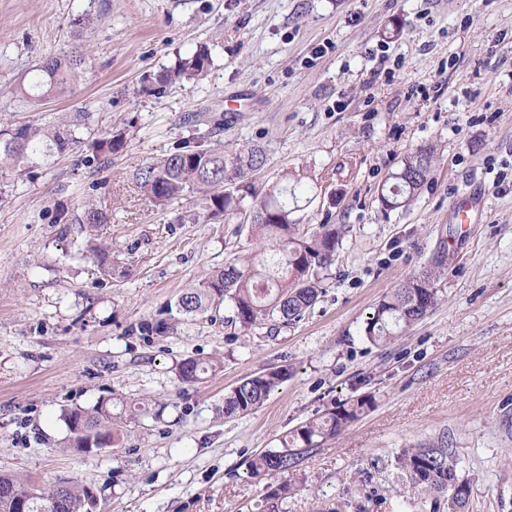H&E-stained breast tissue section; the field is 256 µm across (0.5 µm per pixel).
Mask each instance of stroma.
<instances>
[{
  "label": "stroma",
  "mask_w": 512,
  "mask_h": 512,
  "mask_svg": "<svg viewBox=\"0 0 512 512\" xmlns=\"http://www.w3.org/2000/svg\"><path fill=\"white\" fill-rule=\"evenodd\" d=\"M207 46L208 71L154 92L148 77ZM86 51L71 91L33 103L26 74ZM92 112L81 143L0 175V472L31 485L77 477L96 512H268L273 472L249 464L305 420L368 397L371 408L301 460L287 512H433L397 464L449 437L467 512H512V0H0V113L36 126ZM223 125L225 150L266 153L256 185L302 178L303 227L344 228L317 304L294 325L241 332L229 304L165 336L186 289L250 251L236 224H179L181 198L149 202L139 169ZM123 132L118 152L90 143ZM434 144L429 183L382 214L378 189L411 147ZM483 194L480 219L455 202ZM94 207L118 272L100 273L79 225ZM448 247L437 306L371 344L374 305ZM190 358L222 369L193 383ZM289 371L251 413L224 418L245 376ZM114 399L134 407L88 456L64 421Z\"/></svg>",
  "instance_id": "stroma-1"
}]
</instances>
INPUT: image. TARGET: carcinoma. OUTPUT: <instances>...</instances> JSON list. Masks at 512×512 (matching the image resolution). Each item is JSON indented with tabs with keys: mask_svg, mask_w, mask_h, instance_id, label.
I'll return each instance as SVG.
<instances>
[{
	"mask_svg": "<svg viewBox=\"0 0 512 512\" xmlns=\"http://www.w3.org/2000/svg\"><path fill=\"white\" fill-rule=\"evenodd\" d=\"M212 62L210 51L199 46L181 56L175 65L159 72L155 83L163 88L185 77L203 75ZM83 54L62 51L45 57L32 70L21 92L32 99L60 97L68 93L83 71ZM90 113L77 112L56 123L36 127L30 124L0 126V168L22 170L36 162L81 143L76 131L86 125ZM125 138L119 133L93 143L96 154L107 155L121 149ZM437 158L433 144L410 149L385 179L378 193L382 211L388 213L408 207L428 182ZM266 156L259 145L228 153L209 146L200 138L181 142L177 150L156 165L136 173L138 187L152 202L163 205L192 192L197 195L192 208L178 216L182 224L246 223L260 238V248L238 255L182 292L176 302L177 316L141 325L148 334L164 336L179 319L202 315L231 301L230 321L243 332L266 323L270 330L288 327L301 319L317 302L327 272L334 264L341 244V229L320 224L316 234L307 237L300 229L299 202L304 191L300 181L278 182L258 187L252 171L264 165ZM107 221L102 212L87 207L74 223L94 232ZM93 255L101 273L116 272L112 251L96 246ZM448 251L440 247L429 267L399 284L373 307L364 322L363 333L372 344H387L403 330L424 318L438 303L435 284L447 270ZM218 367L213 362L189 359L179 368L183 381L192 383L200 375ZM288 376V368L260 371L242 378L224 396V418L248 414L263 404L270 393ZM371 406L368 399L340 403L317 418L307 420L282 440L283 449H268L251 462L252 475L261 478L271 472L297 471L305 453L318 447L320 440L337 434ZM122 416L112 412V403L102 400L90 409H74L65 414L67 427L82 425L84 440L113 438ZM399 466L420 493L440 512L447 502L448 512H465L470 489L458 473L457 462L448 438L418 448H406L398 457ZM292 483L283 482L270 495L269 512H287L284 508ZM20 479L0 473V512H17L16 499L27 495ZM29 496V495H27ZM95 503L92 488L80 479H68L63 488L53 483L29 496L26 512H90Z\"/></svg>",
	"mask_w": 512,
	"mask_h": 512,
	"instance_id": "obj_1",
	"label": "carcinoma"
}]
</instances>
